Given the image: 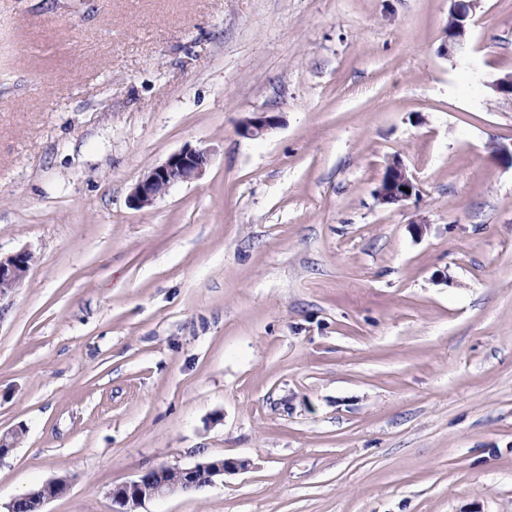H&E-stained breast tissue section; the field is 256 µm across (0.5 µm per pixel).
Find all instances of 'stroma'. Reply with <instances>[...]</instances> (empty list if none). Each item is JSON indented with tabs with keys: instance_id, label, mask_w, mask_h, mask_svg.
Instances as JSON below:
<instances>
[{
	"instance_id": "35a3bbf8",
	"label": "stroma",
	"mask_w": 512,
	"mask_h": 512,
	"mask_svg": "<svg viewBox=\"0 0 512 512\" xmlns=\"http://www.w3.org/2000/svg\"><path fill=\"white\" fill-rule=\"evenodd\" d=\"M0 0V506L512 512V0ZM254 112L281 126L239 133ZM203 177L146 209L172 153ZM400 157L420 196L375 191ZM423 223L416 231L415 223ZM438 52L449 59H464L471 51L468 35L476 22L481 0H452ZM209 155L203 150H181L167 160L145 171L134 184L129 203L137 209L149 208L167 195L177 184L200 179L209 164ZM32 260L33 256L28 251H20L6 257L0 254V319L6 309L2 303L22 285ZM249 465L246 460L211 458L191 467L174 469L179 473L176 481L168 479L169 468H153L142 472L135 480L112 486L109 494L112 503L121 507L115 512H137L135 509L145 500L197 489L201 477L206 479L207 486L214 485L216 481L224 479L225 474L245 470ZM164 471L167 472L166 476Z\"/></svg>"
}]
</instances>
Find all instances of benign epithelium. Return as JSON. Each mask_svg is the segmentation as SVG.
Segmentation results:
<instances>
[{
	"label": "benign epithelium",
	"instance_id": "obj_1",
	"mask_svg": "<svg viewBox=\"0 0 512 512\" xmlns=\"http://www.w3.org/2000/svg\"><path fill=\"white\" fill-rule=\"evenodd\" d=\"M481 0H453L438 52L449 59H463L471 51L468 35L476 22ZM499 97L512 99V74H505L488 83ZM282 117L276 112H253L245 118L240 127V135L249 139L264 137L277 128ZM209 164V155L203 150H181L171 154L167 160L145 171L134 184L129 195V203L137 209L149 208L167 195L177 184L200 179ZM417 180L409 174L403 161L395 157L386 166L384 175L375 191L378 202L389 200L402 204L418 195ZM33 256L28 251H20L6 257L0 256V316L5 307L1 303L22 285L27 277ZM247 460L211 458L187 468H179V478L171 481L164 475L166 468H153L142 472L137 479L112 486V503L121 507L119 512H135L144 501L166 497L175 493H187L198 488L200 478L210 486L224 478V475L245 470ZM69 486L65 477H58L44 485L45 494L40 503L63 496Z\"/></svg>",
	"mask_w": 512,
	"mask_h": 512
}]
</instances>
